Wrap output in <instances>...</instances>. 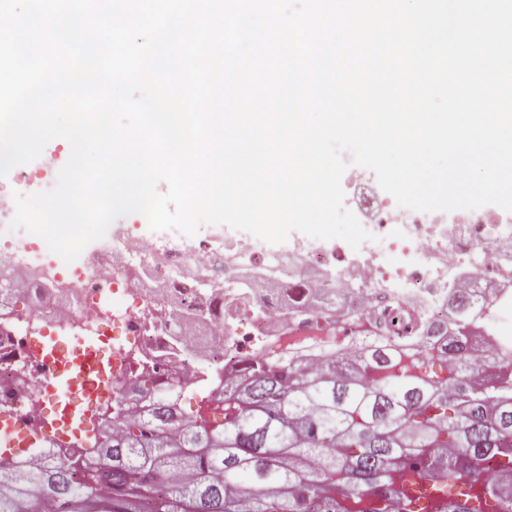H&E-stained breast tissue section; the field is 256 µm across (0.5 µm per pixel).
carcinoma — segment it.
I'll return each mask as SVG.
<instances>
[{
	"label": "carcinoma",
	"mask_w": 512,
	"mask_h": 512,
	"mask_svg": "<svg viewBox=\"0 0 512 512\" xmlns=\"http://www.w3.org/2000/svg\"><path fill=\"white\" fill-rule=\"evenodd\" d=\"M288 308L307 307L299 281ZM492 292L448 289L446 315L427 328L444 359L415 337L405 354L362 347L353 365L330 349L311 372L271 348L241 355L224 376V406L186 412V388L147 374L91 447L22 473L0 461V512H340L341 502L395 495L403 512L430 489L446 512H512V489L483 477L512 466V359L470 355ZM462 486L448 496L446 488Z\"/></svg>",
	"instance_id": "cac0c4a2"
}]
</instances>
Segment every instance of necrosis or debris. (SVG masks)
<instances>
[{
  "mask_svg": "<svg viewBox=\"0 0 512 512\" xmlns=\"http://www.w3.org/2000/svg\"><path fill=\"white\" fill-rule=\"evenodd\" d=\"M357 205L372 239L351 258L306 240L261 255L247 238L190 246L112 227L104 250L67 263L42 238L9 231L15 204L0 195V253L9 260L0 288L16 292L0 302V417L44 425L41 401L54 365L35 357L31 343L46 328L76 342L111 339L112 394L119 397L144 372L190 384L207 368L223 375L234 346L303 349L330 337L342 353L377 340L406 347L413 328L442 317L448 289L458 283L499 289L498 308H512V214L480 208L449 217L371 196L358 197ZM269 276L308 280L314 292L343 301L329 313L289 312L261 292ZM202 279L223 282L226 311L223 322L194 328L189 320ZM204 345L211 352L202 359Z\"/></svg>",
  "mask_w": 512,
  "mask_h": 512,
  "instance_id": "obj_1",
  "label": "necrosis or debris"
}]
</instances>
